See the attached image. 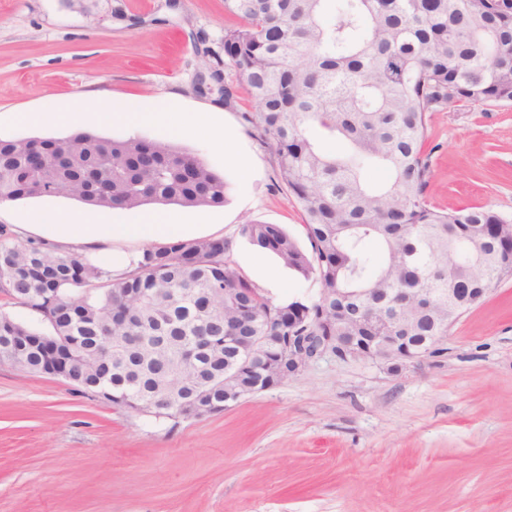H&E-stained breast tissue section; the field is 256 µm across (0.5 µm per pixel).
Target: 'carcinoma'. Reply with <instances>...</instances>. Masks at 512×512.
I'll return each instance as SVG.
<instances>
[{"label": "carcinoma", "mask_w": 512, "mask_h": 512, "mask_svg": "<svg viewBox=\"0 0 512 512\" xmlns=\"http://www.w3.org/2000/svg\"><path fill=\"white\" fill-rule=\"evenodd\" d=\"M224 10L240 24L224 31V59L202 62L194 90H216L226 106L241 92L255 102L243 118L272 149L311 251L280 224L250 221L239 233L315 278L319 303L273 304L225 259L222 240L148 245L137 271L113 279L80 255L16 242L0 227V296L31 304L47 327L0 311V336L82 337L61 363L64 379L115 409L137 411L174 380L179 397L194 398L224 376L231 348L215 346L185 366L173 355L195 336L224 335L227 308L252 312L244 335L286 336L292 311L300 330L344 345L367 331L341 308L380 310L391 335L422 348L448 335V302L462 313L475 289L484 295L512 275V216L435 210L422 151L429 113L512 103V0H224ZM318 128L348 150L325 151ZM32 146L46 158L38 175ZM372 168L385 182H367ZM225 189L193 153L136 136L0 142V196L14 200L66 194L112 209L219 207ZM41 365L28 352L11 367L40 373ZM102 374L112 378L110 394L95 387Z\"/></svg>", "instance_id": "cac0c4a2"}]
</instances>
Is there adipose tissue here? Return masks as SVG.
Returning <instances> with one entry per match:
<instances>
[{
  "instance_id": "obj_1",
  "label": "adipose tissue",
  "mask_w": 512,
  "mask_h": 512,
  "mask_svg": "<svg viewBox=\"0 0 512 512\" xmlns=\"http://www.w3.org/2000/svg\"><path fill=\"white\" fill-rule=\"evenodd\" d=\"M49 227L51 234L46 244L62 254H79L91 263L114 274L133 270L141 259V246L147 244H169L186 239L187 227L175 223L170 214L163 212L144 213L134 224H94L88 214L73 212L34 215L31 223L17 224L11 229L14 238L30 242L33 234L42 227ZM123 242L137 243L134 251L120 250Z\"/></svg>"
}]
</instances>
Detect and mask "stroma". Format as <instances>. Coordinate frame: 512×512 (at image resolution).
<instances>
[{"mask_svg": "<svg viewBox=\"0 0 512 512\" xmlns=\"http://www.w3.org/2000/svg\"><path fill=\"white\" fill-rule=\"evenodd\" d=\"M224 0H0V139L55 138L50 112L90 115L91 132L173 143L223 176L220 207L168 206L274 303L313 302L315 279L239 234L247 221L305 240L272 152L245 126L239 95L193 89L204 50L238 26ZM155 123L108 118L113 105ZM205 113L206 140L172 138ZM431 206L512 215V104L432 113ZM60 194L0 207V225L78 208ZM414 365L325 354L224 412L174 422L125 412L44 374L0 365V512H512V276Z\"/></svg>", "mask_w": 512, "mask_h": 512, "instance_id": "1", "label": "stroma"}]
</instances>
